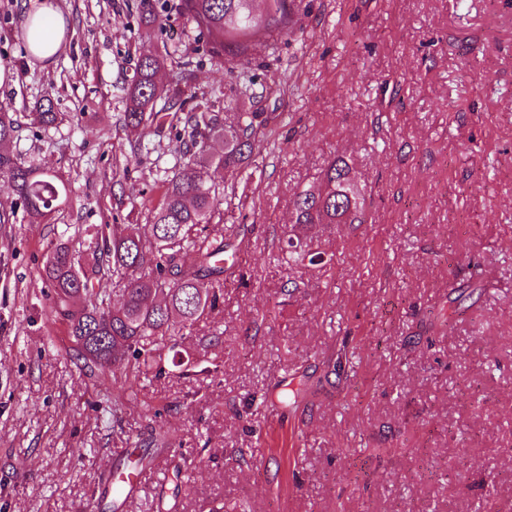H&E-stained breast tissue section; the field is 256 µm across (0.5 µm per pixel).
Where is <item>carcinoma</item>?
<instances>
[{
  "label": "carcinoma",
  "instance_id": "1",
  "mask_svg": "<svg viewBox=\"0 0 512 512\" xmlns=\"http://www.w3.org/2000/svg\"><path fill=\"white\" fill-rule=\"evenodd\" d=\"M254 2L179 0L178 4L211 56L230 54L226 74L237 79L245 77L237 59L248 55L255 43L291 32L287 0H264L261 13L254 10ZM139 9L144 34L161 27L153 0H140ZM166 62L161 54L143 56L127 87L123 122L140 136L174 127L175 110H183L194 99L188 88L178 86L167 102L158 105L156 77ZM261 117L260 112H236L227 127L217 114L197 106L186 120L195 151L179 164L151 211L150 236L142 235L138 224H114L109 233L88 245L85 256L64 243L47 254L42 278L52 312L66 321L73 350L84 365L112 376V386L103 387L104 396L148 374L157 380L173 375L166 362L168 353L178 355L174 339L218 308L228 243L224 229L211 224L218 191L205 180L204 170L209 166L243 170ZM33 120L45 126L57 121L51 99L39 104ZM17 129L15 120L1 111L0 175L11 182L15 199L0 207V224H15L19 219L43 224L67 196V188L6 150ZM363 203L353 168L346 160L335 159L317 184L296 194L293 228L359 223ZM287 247L290 267L323 261L296 234L288 235ZM187 254L188 261L184 260ZM103 277L118 283L121 303L114 310L109 297L95 288Z\"/></svg>",
  "mask_w": 512,
  "mask_h": 512
}]
</instances>
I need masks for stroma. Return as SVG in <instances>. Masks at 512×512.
I'll use <instances>...</instances> for the list:
<instances>
[{
	"instance_id": "obj_1",
	"label": "stroma",
	"mask_w": 512,
	"mask_h": 512,
	"mask_svg": "<svg viewBox=\"0 0 512 512\" xmlns=\"http://www.w3.org/2000/svg\"><path fill=\"white\" fill-rule=\"evenodd\" d=\"M177 2L146 37L138 0H58L46 63L30 0H0L11 149L68 186L47 223L0 225V512H512V0H288L291 33L241 61L250 98ZM161 50V88L182 78L221 118L265 121L248 176L207 173L239 261L178 342L192 375L140 378L116 410L41 272L57 243L147 224L183 148L128 136L124 90ZM46 94L48 127L31 116ZM340 156L363 221L313 230L331 266L288 268L292 198ZM292 381L305 392L281 400ZM159 432L177 445H151ZM135 439L167 484L116 507L101 491ZM57 0H30L24 21L25 34L34 45L31 53L41 61L60 52L65 37L64 17Z\"/></svg>"
}]
</instances>
